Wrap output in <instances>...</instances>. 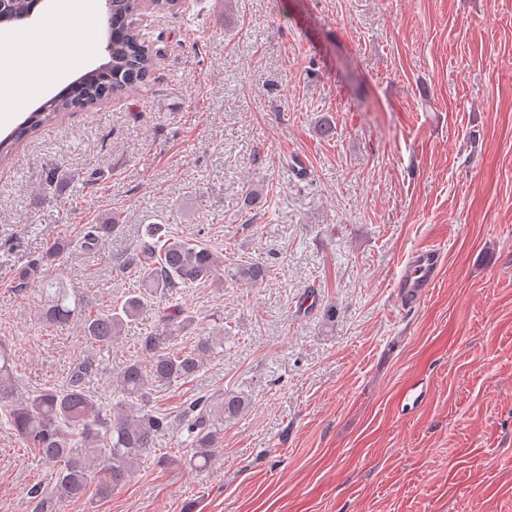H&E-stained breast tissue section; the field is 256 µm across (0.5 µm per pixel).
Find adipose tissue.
Returning a JSON list of instances; mask_svg holds the SVG:
<instances>
[{"label":"adipose tissue","instance_id":"adipose-tissue-1","mask_svg":"<svg viewBox=\"0 0 512 512\" xmlns=\"http://www.w3.org/2000/svg\"><path fill=\"white\" fill-rule=\"evenodd\" d=\"M93 0H71L68 10L59 15L56 26L50 27L37 43H30L28 34L19 33L12 41L18 50L5 71L13 91L0 95V121L18 109V96L31 88H46L56 77L71 69L76 58L68 46V35L74 19L86 15Z\"/></svg>","mask_w":512,"mask_h":512}]
</instances>
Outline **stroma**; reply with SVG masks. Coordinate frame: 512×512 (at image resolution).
I'll list each match as a JSON object with an SVG mask.
<instances>
[{"label":"stroma","mask_w":512,"mask_h":512,"mask_svg":"<svg viewBox=\"0 0 512 512\" xmlns=\"http://www.w3.org/2000/svg\"><path fill=\"white\" fill-rule=\"evenodd\" d=\"M149 40L145 89L63 112L0 161V337L20 393L87 363L84 390L109 397L155 311L101 347L45 322L42 284L92 312L123 302L113 259L162 224L271 274L183 291L229 335L154 405L250 404L209 467L148 459L54 512H512V0H187L152 13ZM432 245L444 265L402 308V265ZM49 471L0 417V512H32Z\"/></svg>","instance_id":"stroma-1"}]
</instances>
